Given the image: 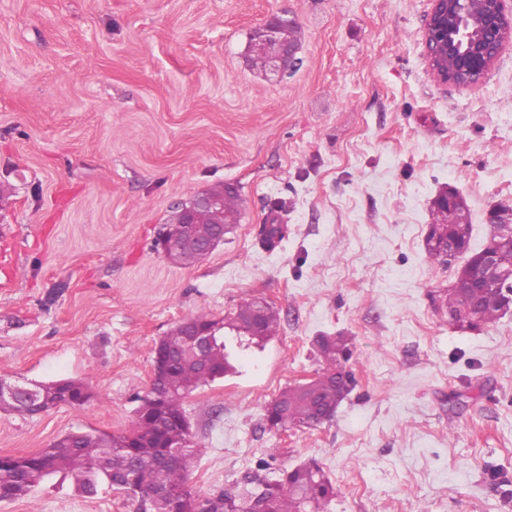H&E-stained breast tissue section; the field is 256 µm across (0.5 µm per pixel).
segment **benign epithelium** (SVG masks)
Listing matches in <instances>:
<instances>
[{
  "label": "benign epithelium",
  "mask_w": 512,
  "mask_h": 512,
  "mask_svg": "<svg viewBox=\"0 0 512 512\" xmlns=\"http://www.w3.org/2000/svg\"><path fill=\"white\" fill-rule=\"evenodd\" d=\"M471 0H432V10L426 23V49L429 67L434 76L443 83H455L448 75V55L460 51L459 67L468 84L479 82L499 58L505 42L512 39V0H482L480 27L482 36L473 37L471 26ZM295 19L283 13L270 17L262 26L261 37L254 44L263 54L269 67L284 73L297 67V48L288 37L282 35L283 28ZM223 204V196L205 192L195 198L193 206L181 211V219L167 228L162 251L165 258L189 252L206 254L224 241V225L214 226L206 239L195 238L190 225L199 223L201 214ZM486 223L493 228L499 242L512 240V205L499 204L488 209ZM485 283H494L505 289L512 300V266H502L500 255L493 249L482 253L481 261L470 275V287L478 288ZM37 399V392L25 383L13 382L0 385V407L9 408L29 405Z\"/></svg>",
  "instance_id": "7a95c632"
}]
</instances>
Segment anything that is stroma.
<instances>
[{
  "mask_svg": "<svg viewBox=\"0 0 512 512\" xmlns=\"http://www.w3.org/2000/svg\"><path fill=\"white\" fill-rule=\"evenodd\" d=\"M431 0H0V378L80 379L89 405L0 409V455L75 430L128 431L156 342L204 310L259 299L263 348L186 398L190 484L212 497L269 459H315L328 512H512V311L461 332L431 292L432 202L464 198L470 249L512 203V42L477 84L440 82ZM297 21L298 70L247 60L270 16ZM226 185L241 220L190 266L159 232ZM266 224H284L274 250ZM349 336L335 416L277 432L263 407L318 369L313 339ZM278 449L269 457V449ZM116 491L45 482L0 512H136Z\"/></svg>",
  "mask_w": 512,
  "mask_h": 512,
  "instance_id": "1",
  "label": "stroma"
}]
</instances>
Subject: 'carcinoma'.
Masks as SVG:
<instances>
[{
  "mask_svg": "<svg viewBox=\"0 0 512 512\" xmlns=\"http://www.w3.org/2000/svg\"><path fill=\"white\" fill-rule=\"evenodd\" d=\"M237 190L228 189L224 194V209L201 217L194 225L200 238L209 235L215 224L232 226L240 222L236 204ZM435 222L428 225L429 238H459V243L469 246L471 224L464 200L454 208V223L445 222L441 209L434 210ZM465 295L449 288L440 307L446 312L461 313L466 307ZM254 302L240 304L233 315L222 320L212 318L206 312L192 316L193 326L214 331V345L207 353L210 365L226 375L234 370L232 355L226 336L237 339L240 347L262 346L276 333L279 326L277 312L269 305L261 312L258 327L251 326L246 311ZM506 314L501 293L493 288H482L475 311V327L492 324ZM190 336L187 329L176 327L160 339L161 347L173 355L164 382L149 385L135 411L131 429L119 435L106 432L71 431L25 457L5 456L0 460V488L3 500L11 501L28 496L40 484L56 480L69 482L87 496H94L101 486L125 492L120 483L127 477L148 494L156 488H167L185 496L186 512H327V506L335 495L331 480L314 460L282 470L277 478L262 474L267 462L245 474L240 482L216 496L199 502L193 509L198 495L189 483V468L195 444L181 449V458L174 464L163 460L165 445L186 440L188 433L170 421L185 414L184 402L196 389L207 386L217 377L201 370L198 361L188 354ZM320 368L317 371V398L311 399L300 387H287L264 407V421L268 428L286 432L300 427H311L314 410L322 408L336 412L350 391L342 388L336 379L343 363L350 360L352 350L349 338L342 335L322 334L315 338ZM65 384L75 390L86 387L76 379H61L37 384L44 392L45 400L56 405L57 388Z\"/></svg>",
  "mask_w": 512,
  "mask_h": 512,
  "instance_id": "carcinoma-1",
  "label": "carcinoma"
}]
</instances>
